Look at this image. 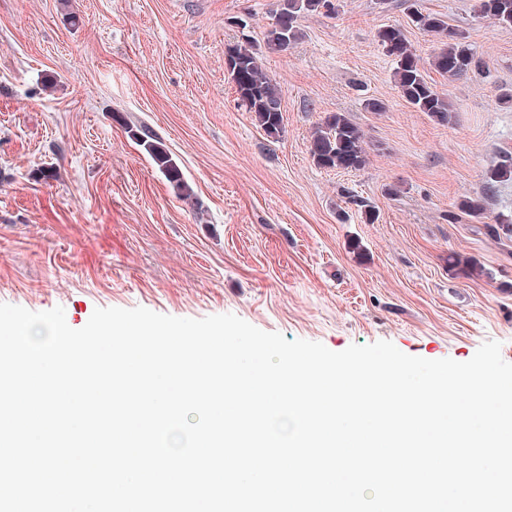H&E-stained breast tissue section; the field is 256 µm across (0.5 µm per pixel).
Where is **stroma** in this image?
I'll return each mask as SVG.
<instances>
[{
    "label": "stroma",
    "mask_w": 512,
    "mask_h": 512,
    "mask_svg": "<svg viewBox=\"0 0 512 512\" xmlns=\"http://www.w3.org/2000/svg\"><path fill=\"white\" fill-rule=\"evenodd\" d=\"M336 3L262 56L281 86L274 140L239 106L224 58L240 39L233 19L262 43L278 0H0V303L63 307L75 329L99 307L232 313L335 352L386 340L429 360L465 362L495 340L512 362V240L484 226L512 214V181L484 218L456 208L512 153V105L499 100L512 92V28L476 0ZM414 8L442 15L487 65L429 71L450 104L443 124L400 96L376 41L403 26L429 60L439 42L409 26ZM331 112L363 130L364 169L314 164L310 134ZM131 122L164 140L192 200ZM456 254L478 274L450 267ZM129 135L138 142L150 156L155 166L164 175L166 180L178 191L183 199H191L192 188L185 181L182 171L172 158L162 140L147 126H128Z\"/></svg>",
    "instance_id": "stroma-1"
}]
</instances>
